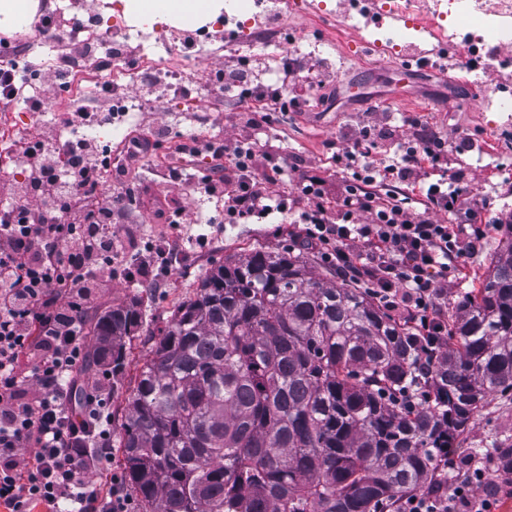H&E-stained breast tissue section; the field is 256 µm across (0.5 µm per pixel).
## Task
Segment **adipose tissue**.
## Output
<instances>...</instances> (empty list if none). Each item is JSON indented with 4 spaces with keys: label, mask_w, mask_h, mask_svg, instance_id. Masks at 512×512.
<instances>
[{
    "label": "adipose tissue",
    "mask_w": 512,
    "mask_h": 512,
    "mask_svg": "<svg viewBox=\"0 0 512 512\" xmlns=\"http://www.w3.org/2000/svg\"><path fill=\"white\" fill-rule=\"evenodd\" d=\"M121 7L129 19L142 24H195L219 15L224 0H121Z\"/></svg>",
    "instance_id": "1"
}]
</instances>
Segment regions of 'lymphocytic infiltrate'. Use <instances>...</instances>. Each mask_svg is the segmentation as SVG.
I'll use <instances>...</instances> for the list:
<instances>
[{
    "label": "lymphocytic infiltrate",
    "instance_id": "lymphocytic-infiltrate-1",
    "mask_svg": "<svg viewBox=\"0 0 512 512\" xmlns=\"http://www.w3.org/2000/svg\"><path fill=\"white\" fill-rule=\"evenodd\" d=\"M98 117L85 108L58 113L55 124L76 129L65 146L39 136L22 146L25 185L0 182V506L6 512H122L120 487L101 495L87 480L91 449H108L111 373L83 389L87 358L83 315L112 286L123 261L112 239L120 196L100 187L106 158L86 135ZM398 142L399 158L372 156L368 124L336 153L350 173L337 199L309 171L272 163L261 142L245 137L213 147L224 174L204 176L199 193L224 200V219L236 224L272 211L300 209L305 239L344 278L366 285L388 310L414 323L419 335L441 344V302L458 267L462 242L486 235L476 224H442L437 211L472 210L475 201L459 177L440 178L420 198L405 186L438 166L445 143L419 119ZM33 449L22 460L19 449ZM482 468L457 481L452 495L433 489L406 497L400 512H457L472 488L490 482Z\"/></svg>",
    "mask_w": 512,
    "mask_h": 512
}]
</instances>
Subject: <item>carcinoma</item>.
Returning <instances> with one entry per match:
<instances>
[{
  "label": "carcinoma",
  "mask_w": 512,
  "mask_h": 512,
  "mask_svg": "<svg viewBox=\"0 0 512 512\" xmlns=\"http://www.w3.org/2000/svg\"><path fill=\"white\" fill-rule=\"evenodd\" d=\"M137 305L90 319L127 360ZM512 394V223L431 351L367 288L283 251L224 259L159 329L128 397V484L159 512H391L440 480L491 395Z\"/></svg>",
  "instance_id": "1"
}]
</instances>
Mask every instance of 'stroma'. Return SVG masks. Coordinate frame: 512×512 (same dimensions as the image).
I'll return each mask as SVG.
<instances>
[{
  "mask_svg": "<svg viewBox=\"0 0 512 512\" xmlns=\"http://www.w3.org/2000/svg\"><path fill=\"white\" fill-rule=\"evenodd\" d=\"M322 2L326 16L303 13L296 17L295 26L305 38L320 42L323 53L336 58V70L322 86H307L302 79L292 83V90L307 91L306 103L273 113L259 138L278 147L285 163L301 165L323 178L327 192L334 196L343 176L334 155L343 146L345 135L357 127L371 107H379L392 125H402L405 118L415 117L438 132L447 145L449 173L459 177L483 201L479 218L489 226L477 250L460 259L459 273L448 280L444 312L452 314L463 293L478 285L491 256L500 249L504 239L502 222L512 219V126L507 123L506 113L478 109L484 94L512 78V73L482 67L466 78H428L424 75L425 57L413 51L394 57L376 55L367 46L371 32L359 25L345 31L343 42L330 44L332 27L345 5L344 0ZM223 60V55L213 54L196 64L194 78L202 103L195 107L170 104L168 95L158 92L152 84L130 88L132 98L148 99L149 104L113 121L112 132L137 129L159 141L166 152L172 141L181 137L203 135L213 141L229 142L247 134L245 107L225 103L223 94L210 85L214 67ZM407 66L413 70L408 77L403 74ZM212 168V162L184 164L176 156H171L165 165L145 158L128 165L122 176L112 180L111 190L121 194L129 215L128 220L113 225L112 233L128 254L144 252L155 240L179 243L169 256L168 272L159 274L156 288L145 289L119 274L111 290L94 306L95 312L100 313L127 305L137 297L143 300V326L127 343L125 368L112 378L113 434L121 432L134 377L153 350L151 331L163 326L175 306L192 294L212 265L256 247L287 250L294 255L308 250L302 227L286 214L274 213L240 224L225 223L218 198L196 189L199 177ZM177 169L182 170L184 179L181 184H170V176ZM166 198L175 200L183 209V223L168 224L157 217V206ZM495 437L512 443L511 399L489 398L459 438L453 457L458 464L470 463L502 478L496 512H512V471L481 453ZM88 479L103 494L108 493L111 482L121 483L127 512H145L140 497L123 483V456L118 446H111L106 460L90 470Z\"/></svg>",
  "mask_w": 512,
  "mask_h": 512,
  "instance_id": "1",
  "label": "stroma"
}]
</instances>
